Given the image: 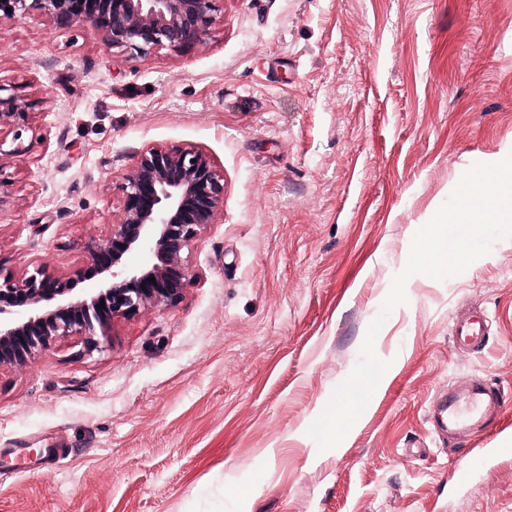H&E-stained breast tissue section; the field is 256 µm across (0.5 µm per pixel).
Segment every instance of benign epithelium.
I'll return each mask as SVG.
<instances>
[{"instance_id":"1","label":"benign epithelium","mask_w":512,"mask_h":512,"mask_svg":"<svg viewBox=\"0 0 512 512\" xmlns=\"http://www.w3.org/2000/svg\"><path fill=\"white\" fill-rule=\"evenodd\" d=\"M219 2L0 0V17H45L60 28L90 24L107 48L146 57L203 43ZM42 103L22 86L0 83V130L14 132L17 142L6 149L0 139V210L10 204L5 160L24 151L18 144L22 130ZM121 188L123 218L90 250L100 275L97 288L76 294L73 279L55 277L43 266L21 283L0 280V362L45 350L60 336H84L94 350L112 317L181 297L188 272L182 254L202 227L214 223L224 201V179L200 150L151 147L137 157ZM131 253L146 262L126 266Z\"/></svg>"}]
</instances>
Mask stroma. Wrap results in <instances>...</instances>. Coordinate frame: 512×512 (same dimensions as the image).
<instances>
[{
    "mask_svg": "<svg viewBox=\"0 0 512 512\" xmlns=\"http://www.w3.org/2000/svg\"><path fill=\"white\" fill-rule=\"evenodd\" d=\"M0 82L43 104L8 161L0 276L96 284L91 242L150 147L196 148L224 202L177 302L0 364V512H512V238L406 284L380 388L334 449L307 430L352 372L426 223L512 153V0H222L204 44L132 57L89 25L0 19ZM491 337L456 348L457 312ZM484 381L461 456L428 406Z\"/></svg>",
    "mask_w": 512,
    "mask_h": 512,
    "instance_id": "obj_1",
    "label": "stroma"
}]
</instances>
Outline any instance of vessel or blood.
I'll use <instances>...</instances> for the list:
<instances>
[{"instance_id":"b4317fda","label":"vessel or blood","mask_w":512,"mask_h":512,"mask_svg":"<svg viewBox=\"0 0 512 512\" xmlns=\"http://www.w3.org/2000/svg\"><path fill=\"white\" fill-rule=\"evenodd\" d=\"M490 336L489 321L482 310L469 309L458 313L452 325V340L461 349L485 348ZM502 413L500 391L484 384L467 394H441L429 408V419L437 435L455 437L458 434L479 435Z\"/></svg>"}]
</instances>
